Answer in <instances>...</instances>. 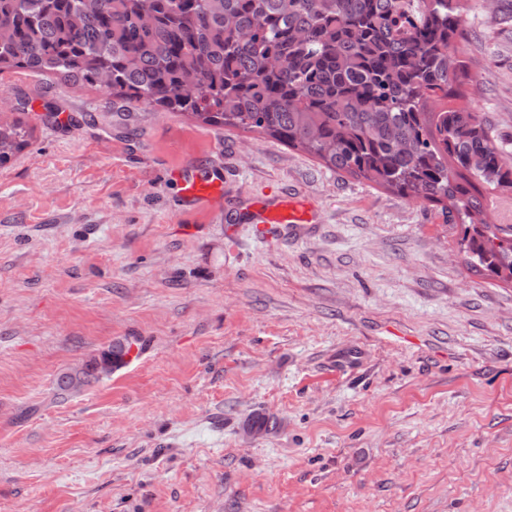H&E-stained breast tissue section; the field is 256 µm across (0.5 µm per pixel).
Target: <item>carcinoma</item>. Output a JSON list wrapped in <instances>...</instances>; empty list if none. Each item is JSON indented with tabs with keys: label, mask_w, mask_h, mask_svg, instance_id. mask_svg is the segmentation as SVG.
Listing matches in <instances>:
<instances>
[{
	"label": "carcinoma",
	"mask_w": 512,
	"mask_h": 512,
	"mask_svg": "<svg viewBox=\"0 0 512 512\" xmlns=\"http://www.w3.org/2000/svg\"><path fill=\"white\" fill-rule=\"evenodd\" d=\"M464 0H0V75L27 71L112 91L127 105L258 130L326 167L441 206L492 279L512 281V225L470 231L512 163L465 106ZM26 144L0 123V166ZM118 340L58 387L126 364Z\"/></svg>",
	"instance_id": "cac0c4a2"
}]
</instances>
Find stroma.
Wrapping results in <instances>:
<instances>
[{
  "label": "stroma",
  "mask_w": 512,
  "mask_h": 512,
  "mask_svg": "<svg viewBox=\"0 0 512 512\" xmlns=\"http://www.w3.org/2000/svg\"><path fill=\"white\" fill-rule=\"evenodd\" d=\"M464 29L462 103L512 162V0ZM0 94L28 132L0 166V512H512V283L439 207L56 76ZM201 160L318 223L180 209ZM257 413L276 425L247 434ZM140 339L129 340H118L112 343L107 350L102 351L99 355L92 356L81 369L74 373L65 372L58 378L57 384L61 390L73 391L78 385H82L87 382L90 378L97 377L96 364L98 358H109L114 365V369L121 367L126 364V356L129 354L132 346V342L138 344Z\"/></svg>",
  "instance_id": "stroma-1"
}]
</instances>
